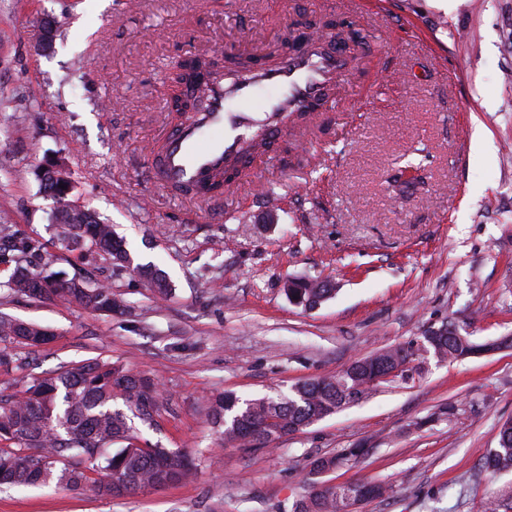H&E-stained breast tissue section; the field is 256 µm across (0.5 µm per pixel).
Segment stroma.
Listing matches in <instances>:
<instances>
[{"label":"stroma","instance_id":"35a3bbf8","mask_svg":"<svg viewBox=\"0 0 512 512\" xmlns=\"http://www.w3.org/2000/svg\"><path fill=\"white\" fill-rule=\"evenodd\" d=\"M51 51L36 50L43 18ZM346 19L364 30L358 67L331 96L325 140L293 142L262 173L205 202L176 199L146 175L151 141L176 125L171 78L183 55L230 45L265 55L294 22ZM512 0H390L371 17L349 0H0V221L38 241L45 273L111 284L125 310L91 313L11 293L0 313L52 331L0 367V394L22 374L49 376L94 358L154 378L157 428L142 442L186 451L188 483L108 499L91 488L0 489V512H292L313 458L365 447L335 485L378 481L384 497L355 512H484L512 506V471L482 457L512 420V347L456 362L420 356L354 405L277 441L226 443L208 399L289 393L354 360L450 323L478 342L512 337ZM487 150L472 147L475 126ZM64 160L72 200L112 224L134 263L173 286L153 298L130 271L69 252L57 204L37 178ZM333 284L320 307L289 301L286 283Z\"/></svg>","mask_w":512,"mask_h":512}]
</instances>
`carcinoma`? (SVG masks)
<instances>
[{"mask_svg":"<svg viewBox=\"0 0 512 512\" xmlns=\"http://www.w3.org/2000/svg\"><path fill=\"white\" fill-rule=\"evenodd\" d=\"M66 230L77 248H87L110 260L118 269L131 265L124 240L112 225L99 221L88 210L69 216ZM39 249L33 240L15 242L12 254L0 255V263L14 269L6 287L15 293L49 302L75 304L91 312H112L122 307L112 288H91L81 279L71 278L59 285H45L40 273L28 266V255ZM134 271L153 295L164 299L172 293L166 275L153 266H137ZM288 298L299 306L314 309L335 292L323 282L305 278L287 284ZM46 328L0 314V341L30 348L51 340ZM481 345L469 337L448 331L421 336L405 347L400 357L396 349L382 351L372 365L390 376L403 371L401 365L430 353L443 361L474 356ZM373 371L357 360L334 377L304 381L288 395H265L242 400L232 392L210 402L208 417L223 429L224 440L248 448L263 449L288 435L342 408L346 392L362 391ZM160 393L149 378L133 373L108 359L88 360L72 370L50 377L32 376L22 389L8 399L0 397V487L45 486L52 482L72 490L85 486L86 471L102 468L110 481L94 486L98 495L119 498L145 488L173 486L188 482L197 465L190 455L156 443L143 446L135 422L158 426ZM362 448H347L340 454L322 455L311 462V471L337 468L358 459ZM483 467L491 472L512 470V431L500 429L497 447L483 456ZM346 488L311 489L295 503L294 512H347Z\"/></svg>","mask_w":512,"mask_h":512,"instance_id":"1","label":"carcinoma"}]
</instances>
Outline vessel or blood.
Instances as JSON below:
<instances>
[{
    "label": "vessel or blood",
    "instance_id": "vessel-or-blood-1",
    "mask_svg": "<svg viewBox=\"0 0 512 512\" xmlns=\"http://www.w3.org/2000/svg\"><path fill=\"white\" fill-rule=\"evenodd\" d=\"M352 69L346 48L328 35L311 37L303 48L282 54L274 65H258L244 75L219 72L186 85L188 95L204 100L189 120L154 139L157 150L148 177L176 198H187L219 178L256 136L275 146L292 128V116L310 111ZM281 94L261 112L248 104L258 89Z\"/></svg>",
    "mask_w": 512,
    "mask_h": 512
}]
</instances>
